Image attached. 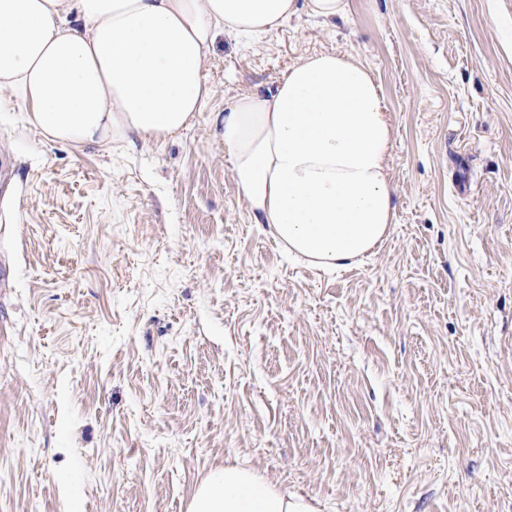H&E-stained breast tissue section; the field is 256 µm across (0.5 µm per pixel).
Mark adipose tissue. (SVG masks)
Listing matches in <instances>:
<instances>
[{
    "instance_id": "adipose-tissue-1",
    "label": "adipose tissue",
    "mask_w": 512,
    "mask_h": 512,
    "mask_svg": "<svg viewBox=\"0 0 512 512\" xmlns=\"http://www.w3.org/2000/svg\"><path fill=\"white\" fill-rule=\"evenodd\" d=\"M348 0H0V112L21 102L43 142L159 144L212 97L218 38L261 39L306 16L347 18ZM213 126L254 223L290 256L341 270L371 256L395 222L394 122L370 68L308 53L269 89L225 100ZM189 512H314L240 466L213 469Z\"/></svg>"
}]
</instances>
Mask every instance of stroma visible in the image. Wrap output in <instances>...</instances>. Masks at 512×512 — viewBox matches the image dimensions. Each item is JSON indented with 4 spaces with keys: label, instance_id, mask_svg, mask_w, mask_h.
<instances>
[{
    "label": "stroma",
    "instance_id": "stroma-1",
    "mask_svg": "<svg viewBox=\"0 0 512 512\" xmlns=\"http://www.w3.org/2000/svg\"><path fill=\"white\" fill-rule=\"evenodd\" d=\"M322 49L396 126V222L337 273L258 230L210 122ZM205 74L134 150L0 116V512H187L227 464L315 512H512V0H350Z\"/></svg>",
    "mask_w": 512,
    "mask_h": 512
}]
</instances>
